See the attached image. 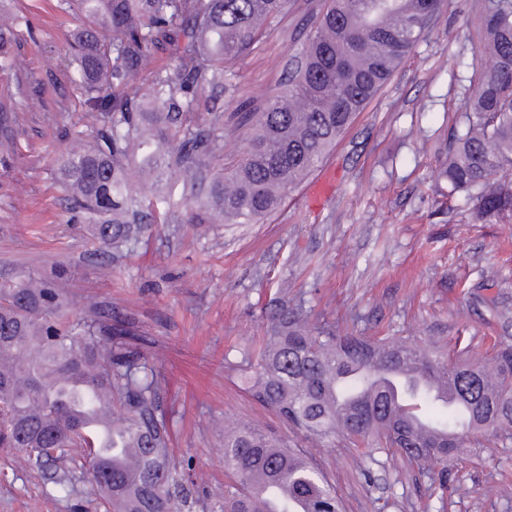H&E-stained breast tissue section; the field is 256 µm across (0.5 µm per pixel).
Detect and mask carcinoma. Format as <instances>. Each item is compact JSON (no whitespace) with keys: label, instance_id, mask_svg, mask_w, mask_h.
Segmentation results:
<instances>
[{"label":"carcinoma","instance_id":"obj_1","mask_svg":"<svg viewBox=\"0 0 512 512\" xmlns=\"http://www.w3.org/2000/svg\"><path fill=\"white\" fill-rule=\"evenodd\" d=\"M322 0L297 31V66H285L279 89L261 107L240 105L238 128H253L242 160L214 170L224 140L223 115L210 105L224 90L228 66L287 13L288 0H65L86 24L72 33L70 82L85 97L94 142L58 158L55 179L68 210L87 223L100 251L118 249L144 224L182 207L192 224H251L274 212L413 49L430 2ZM484 50L496 61L468 91L465 125L454 134L441 170L448 194L475 192L484 221L512 219V0H474ZM13 33L0 30V67L14 65ZM170 48L142 94L129 84L152 53ZM204 107L206 115L190 113ZM16 134L0 113V155ZM148 184L149 199L135 186ZM125 319L93 310L80 317L46 279H0V448L23 456L42 482L66 493L83 475L112 512H195L191 482L169 458L170 431L161 404L168 379L148 365ZM451 385L468 417L425 392L409 403L365 396L370 377L403 358ZM512 342L492 360L449 364L427 348L395 338L375 341L309 326L284 300L271 313L256 353L249 390L285 428L321 447L363 448V472L385 465L395 449L438 475L467 449L512 428ZM71 378L91 390L112 424V457L95 450L67 408ZM418 415L437 433L425 435ZM224 486L211 491L214 512H342L336 489L288 437L250 424L224 429Z\"/></svg>","mask_w":512,"mask_h":512}]
</instances>
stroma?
Returning <instances> with one entry per match:
<instances>
[{
    "mask_svg": "<svg viewBox=\"0 0 512 512\" xmlns=\"http://www.w3.org/2000/svg\"><path fill=\"white\" fill-rule=\"evenodd\" d=\"M317 0H290L287 17L232 68L221 94L217 162L233 166L248 134L240 101L261 105L295 54L296 30ZM26 15L31 36L14 53L46 84L45 105L21 113V150L0 167V276L61 278L82 313L110 308L142 336V351L170 386L162 406L175 464L205 493L224 483V429L284 427L248 391L242 351L263 336L280 296L314 327L393 336L455 362L482 361L512 339V220L476 217L473 193L449 194L439 170L465 124L466 91L488 61L472 0H444L399 70L326 157L336 189L321 209L304 186L257 224H191L184 210L123 253L97 252L53 185L59 154L89 139L64 59L81 18L58 0H13L0 29ZM457 40H449V32ZM294 444L335 486L344 512H512V437L448 466L447 499L420 465L397 457L364 475L355 448ZM0 512H73V501L13 450L0 448Z\"/></svg>",
    "mask_w": 512,
    "mask_h": 512,
    "instance_id": "stroma-1",
    "label": "stroma"
}]
</instances>
